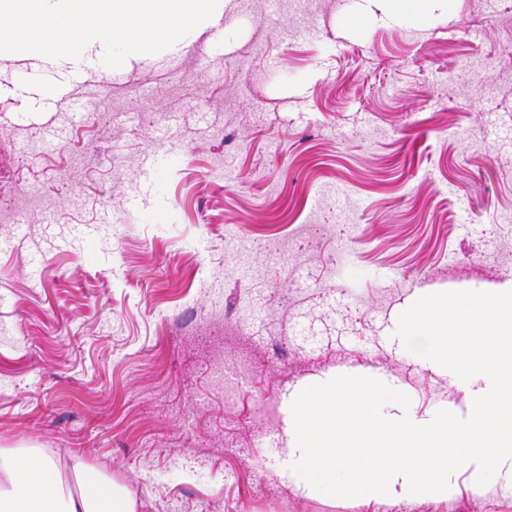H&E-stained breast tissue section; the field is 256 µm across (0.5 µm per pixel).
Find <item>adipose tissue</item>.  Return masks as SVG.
<instances>
[{"instance_id":"ef3b65f1","label":"adipose tissue","mask_w":512,"mask_h":512,"mask_svg":"<svg viewBox=\"0 0 512 512\" xmlns=\"http://www.w3.org/2000/svg\"><path fill=\"white\" fill-rule=\"evenodd\" d=\"M64 482L41 451L0 450V512H136L121 487L82 466Z\"/></svg>"}]
</instances>
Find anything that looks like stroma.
Segmentation results:
<instances>
[{"mask_svg": "<svg viewBox=\"0 0 512 512\" xmlns=\"http://www.w3.org/2000/svg\"><path fill=\"white\" fill-rule=\"evenodd\" d=\"M223 21L118 70L0 59V448L136 512H512L465 475L324 496L284 454L289 399L334 375L466 408L394 331L418 296L512 282V0ZM165 133L183 152L148 171Z\"/></svg>", "mask_w": 512, "mask_h": 512, "instance_id": "35a3bbf8", "label": "stroma"}]
</instances>
